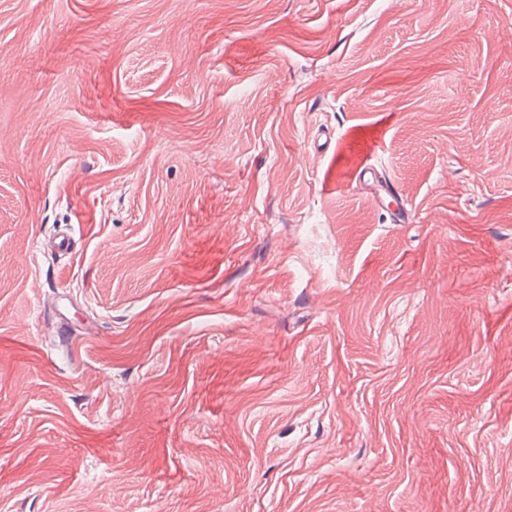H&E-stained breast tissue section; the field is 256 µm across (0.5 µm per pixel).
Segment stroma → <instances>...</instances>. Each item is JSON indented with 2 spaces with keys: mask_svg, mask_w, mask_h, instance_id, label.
<instances>
[{
  "mask_svg": "<svg viewBox=\"0 0 512 512\" xmlns=\"http://www.w3.org/2000/svg\"><path fill=\"white\" fill-rule=\"evenodd\" d=\"M510 74L512 0H0V512H512Z\"/></svg>",
  "mask_w": 512,
  "mask_h": 512,
  "instance_id": "obj_1",
  "label": "stroma"
}]
</instances>
